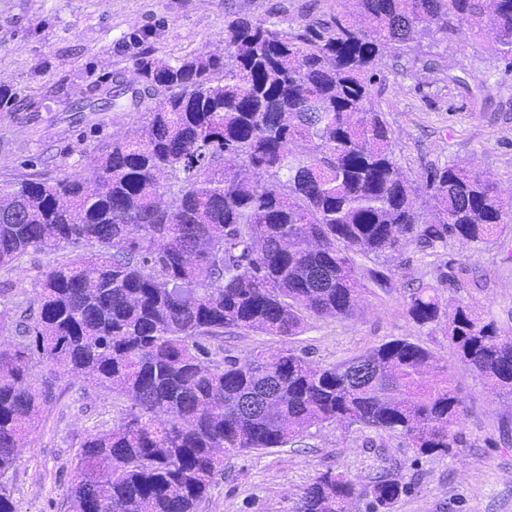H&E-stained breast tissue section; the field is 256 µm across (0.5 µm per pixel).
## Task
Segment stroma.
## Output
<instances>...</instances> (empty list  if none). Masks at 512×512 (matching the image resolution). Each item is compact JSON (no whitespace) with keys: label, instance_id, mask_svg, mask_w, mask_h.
Listing matches in <instances>:
<instances>
[{"label":"stroma","instance_id":"stroma-1","mask_svg":"<svg viewBox=\"0 0 512 512\" xmlns=\"http://www.w3.org/2000/svg\"><path fill=\"white\" fill-rule=\"evenodd\" d=\"M342 0H0V87L15 101L0 112V181L36 174L85 172V158L145 123L143 114L107 108L105 80L134 78L133 60L149 51L186 58L224 47V21H284L343 10ZM374 104L391 132L401 172L419 179L429 165L459 164L482 172L501 196L512 195V70L489 35L463 28L446 40L421 38L387 49L377 65ZM74 248L32 252L0 280L15 289L0 299L13 320L35 313L46 271L73 259ZM386 288L361 292L355 317L309 318L297 336L235 330L210 339L214 360L247 361L257 350L305 354L330 366L393 339H406L447 362L467 406L465 443L452 453L426 455L399 437L326 423L295 447L256 450L224 460L199 512H297L300 496L322 474L342 472L370 485L395 472L411 486L392 512H512V399L487 389L459 362L447 323L420 326L406 314L408 289L438 287L447 308L476 307L512 334V223L481 245L459 238L422 250L371 258ZM467 266L458 278V266ZM130 406L94 383L62 378L30 446L6 476L18 512H69L67 493L81 440L111 427Z\"/></svg>","mask_w":512,"mask_h":512}]
</instances>
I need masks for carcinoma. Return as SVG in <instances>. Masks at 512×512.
<instances>
[{"instance_id": "carcinoma-1", "label": "carcinoma", "mask_w": 512, "mask_h": 512, "mask_svg": "<svg viewBox=\"0 0 512 512\" xmlns=\"http://www.w3.org/2000/svg\"><path fill=\"white\" fill-rule=\"evenodd\" d=\"M353 10L296 25L229 21L224 51L183 59L141 53L138 88L112 107L145 130L88 159L94 177L0 183V269L30 252L82 248L48 270L36 313L10 327L0 311V512L7 483L56 382L82 375L132 401L79 444L71 512H198L224 457L285 448L342 422L403 438L423 453L462 446L455 374L403 339L328 367L293 349L241 365L210 358L226 329L291 337L310 317L351 318L386 276L360 258L416 240L494 242L512 223L494 185L457 165L400 172L371 102L381 51L466 26L487 30L512 66V0H347ZM420 325L448 320L460 360L512 396V336L470 306L442 308L413 290ZM46 369L41 382L30 370ZM408 484L370 490L390 512ZM357 481L327 472L298 512H348Z\"/></svg>"}]
</instances>
